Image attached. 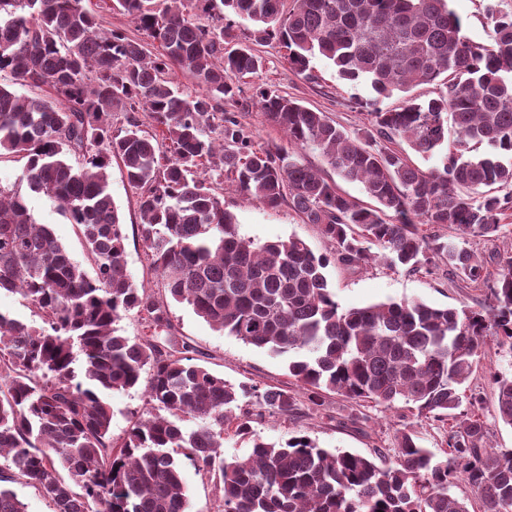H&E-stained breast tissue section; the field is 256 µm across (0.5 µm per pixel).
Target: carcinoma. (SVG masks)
Instances as JSON below:
<instances>
[{"instance_id":"cac0c4a2","label":"carcinoma","mask_w":512,"mask_h":512,"mask_svg":"<svg viewBox=\"0 0 512 512\" xmlns=\"http://www.w3.org/2000/svg\"><path fill=\"white\" fill-rule=\"evenodd\" d=\"M83 2L0 0V73L45 91L0 84V156L26 159L20 182L80 228L95 265L88 276L25 198L0 185V292L20 294L42 320L0 311V512H25L15 483L52 512H187L185 462L215 479L220 512H468L449 493L459 480L482 512H512V449L487 446L481 398L466 387L484 337L512 352V253L490 257L498 273L484 311L417 301L344 308L326 274L332 263L383 257L410 272L442 263L466 283L486 278L465 242L498 236L512 209V16L489 15L487 40L477 42L448 0H111L158 43L153 54L140 39L102 31ZM199 11L223 22L201 25ZM240 20L252 24L242 41ZM273 40L300 75L322 57L340 79L369 82V127L348 132L260 86L254 104L288 147L254 144L224 102L235 100L234 78L263 69L248 42ZM175 69L201 92H180ZM431 83L435 96L424 102L378 107ZM118 111L124 124L115 128ZM140 111L154 132L141 128ZM450 127L453 150L426 169L392 147L404 142L430 159ZM473 142L490 152L471 155ZM305 149L360 182L376 206L343 195L299 157ZM114 158L137 191L141 237L170 297L214 330L288 356L301 394L234 385L194 363L168 302L128 273L109 185ZM209 172L245 201L288 203L334 252L317 255L295 236L242 237ZM422 224L453 237L427 236ZM132 312L151 335L119 333ZM143 381L148 408L117 444L104 394ZM329 393L359 406L403 400L448 422L444 459L407 427L389 465L377 463L384 448L331 451L302 433L255 438L249 454L224 456V437L253 435L255 417L323 414ZM496 417L512 427V377L498 380Z\"/></svg>"}]
</instances>
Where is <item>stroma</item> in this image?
Listing matches in <instances>:
<instances>
[{
	"label": "stroma",
	"instance_id": "35a3bbf8",
	"mask_svg": "<svg viewBox=\"0 0 512 512\" xmlns=\"http://www.w3.org/2000/svg\"><path fill=\"white\" fill-rule=\"evenodd\" d=\"M449 6L462 18L466 35L479 42L487 38L488 11L512 14V0H449ZM254 51L264 60L263 72L239 79L241 92L238 99L226 103L225 108L235 113L255 144L273 142L283 146L287 143L284 133L267 122L252 103L261 85L325 112L347 131L356 132L368 127L370 117L362 102L373 95L369 84L341 80L335 68L321 58L312 60L311 78H303L290 68L285 49L275 41L255 46ZM109 173L112 197L124 224L127 270L136 284L162 293L163 280L140 236L141 218L136 193L128 184L120 161H113ZM223 188L224 204L236 214L241 236L259 241L297 236L304 239L315 254L333 252V243L321 235L317 225L304 223L288 205L270 209L259 203H246L231 183H224ZM26 202L37 223L48 225L71 258L87 274H94L95 267L78 226L69 223L45 197L30 194ZM327 276L337 301L345 308L418 300L438 308L479 310L487 307L490 296L488 286L464 283L444 265L408 273L380 260L357 269L333 264L328 267ZM170 313L178 335L187 337L193 344L198 365L234 384L243 382L263 390L276 388L297 392V383L289 375L284 358L216 332L186 304L171 303ZM499 376H512V354L498 346L495 338L490 336L480 348L470 387L482 397L480 416L488 430V445L512 448V428L498 421L495 412V379ZM105 399L112 407V437L122 440L146 407L144 389L139 386L128 391L110 392ZM327 403L329 414L325 417L306 411L288 419L264 415L253 425V438H226L224 453L242 456L250 452L254 439L282 443L301 431L319 447L366 455L374 448L392 447L397 429L403 426L413 429L420 445L435 454H442L447 448V423L419 416L404 402H396L391 408L375 403L361 406L363 423L358 428L338 422L340 416L350 412V402L331 394ZM183 478L187 487L188 512H217L220 493L213 478L188 464L183 467Z\"/></svg>",
	"mask_w": 512,
	"mask_h": 512
}]
</instances>
